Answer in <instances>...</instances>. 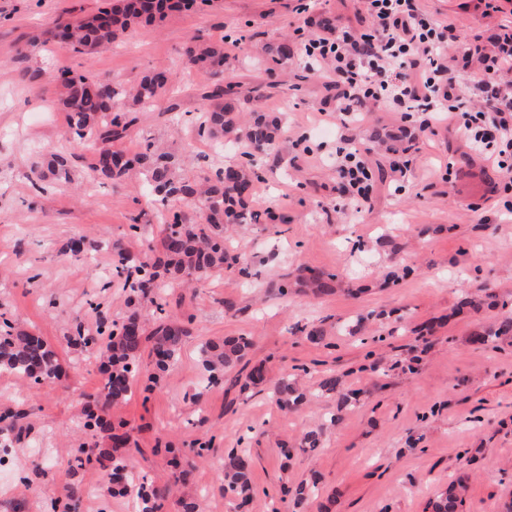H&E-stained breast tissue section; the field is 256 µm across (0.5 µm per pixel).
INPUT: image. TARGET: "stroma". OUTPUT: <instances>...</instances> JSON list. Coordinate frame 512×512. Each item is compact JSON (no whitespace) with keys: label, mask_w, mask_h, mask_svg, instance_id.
I'll return each instance as SVG.
<instances>
[{"label":"stroma","mask_w":512,"mask_h":512,"mask_svg":"<svg viewBox=\"0 0 512 512\" xmlns=\"http://www.w3.org/2000/svg\"><path fill=\"white\" fill-rule=\"evenodd\" d=\"M109 2L0 0V312L43 336L61 365L60 379L36 391L0 371V413L25 414L0 463V512H51V500L71 495L80 512H141L136 494L113 495L117 464L162 493L160 512H183L191 501L200 512H236L224 494V465L229 449L240 446L252 456L247 512H429V499L459 479L458 512H512V341H472L497 321L500 303L512 301L507 177L439 124L420 134L409 179L394 181L393 156L379 151L376 134L412 124L382 109L354 132L375 180L370 202L355 210L336 173V129L318 122L336 92L305 72L297 55L277 67V86L259 103L261 111L282 113L286 133L276 152L260 156L248 207L273 208L275 220L232 225L223 270L166 289V310L187 334L162 372L150 345L141 348L131 398L107 411L112 423H123L126 446L113 447L108 432H87L84 408L99 397L106 375L99 359L70 343L72 326L81 322L93 335L101 320L127 313L128 293L101 272L112 264L116 241L134 259L161 258L159 225L129 230L132 216L152 210L141 182L115 187L92 175L88 151L54 105L55 86L19 83L18 45L40 38L27 65L54 74L126 86L150 72L176 74L175 93L138 112L124 146L135 152L147 140L162 144L192 179L241 162L243 146L216 150L200 140V93L209 79L182 65L185 41L239 38L226 48L224 78L248 89L266 81L263 47L278 34L300 44L324 16L356 29L369 25L355 0H308L302 14L296 0H210L135 25L91 54L56 46L50 29L59 16H83ZM419 7L463 31L512 21L506 11L484 15L479 0H419ZM172 101L179 105L174 117L166 111ZM37 147L70 153L68 188L50 181L44 193L32 191L25 162ZM80 238L101 240L93 264L65 255ZM242 258L250 276L240 272ZM305 269L333 274L331 291L296 287L281 295L282 281ZM480 286L494 306L459 311ZM359 316L361 332L343 333ZM301 325L322 327L325 344L306 340ZM238 336L251 341L239 369L208 384L201 346ZM256 367L269 384L303 373V405L284 410L268 388L244 390ZM329 374L341 377L340 392L358 393L356 405L340 407V393L321 390ZM318 429L319 448L304 449V434ZM172 448L190 464L172 466ZM302 482L316 491L298 506L289 490Z\"/></svg>","instance_id":"1"}]
</instances>
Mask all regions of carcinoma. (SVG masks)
Wrapping results in <instances>:
<instances>
[{"instance_id": "cac0c4a2", "label": "carcinoma", "mask_w": 512, "mask_h": 512, "mask_svg": "<svg viewBox=\"0 0 512 512\" xmlns=\"http://www.w3.org/2000/svg\"><path fill=\"white\" fill-rule=\"evenodd\" d=\"M197 0H113L112 4L96 14L56 25L53 40L59 48L74 53L92 51L126 33L140 22H153L169 11L189 10ZM268 54L275 63L286 61L293 54L292 46L278 41L268 46ZM183 62L212 77L224 75V41L190 38L182 50ZM57 84V102L66 114L70 134L92 154L89 168L97 178L112 185L124 183L134 171L147 184L153 200L163 206L160 212L163 224L164 272L154 264L129 266V257L121 245L113 249L112 275L122 282V288L133 295H144L152 290L167 288L196 273L204 275L221 270L227 260L224 251V225L259 223L261 214L247 209L242 188L252 184L258 173L247 166H230L213 174L189 180L174 166L169 152L146 144L125 162L119 156L121 148L137 116L127 110V103L150 107L172 85L167 72L144 75L131 86L116 85L110 80L60 73L54 76ZM238 85L217 84L204 94L202 120L198 126L200 137L217 146L234 138L245 141L251 148L250 156L273 151L283 134L278 117L255 113L252 121L242 126L238 122ZM28 179L37 186L46 173L70 182L69 158L61 152L38 154L27 164ZM75 340L87 350L99 348L101 337H107L106 350L111 368L100 395V400L86 410L85 427L112 429L107 419L109 403L127 399L132 394L133 380L138 368L137 353L144 341L152 343L151 353L158 369L166 368L178 355L181 337L180 322L159 318L150 337L140 321L137 308H132L121 320L98 330V335H85L76 325ZM512 336V314L502 316L493 325L477 332L473 341L489 345L503 337ZM249 341L244 337L210 342L202 349L208 381L212 382L242 362ZM0 367L36 383L52 381L59 375L55 352L35 333L8 327L0 331ZM272 394L283 409L292 410L304 400L293 379L282 378L274 383ZM23 414H0V437L9 438ZM251 462L246 450L231 449L224 470V493L242 501L250 494ZM126 473V483H112V493L125 495L136 491L142 503V512H155L156 490L139 480L124 466L113 469L112 476ZM455 487L441 493L431 503L433 512H455Z\"/></svg>"}]
</instances>
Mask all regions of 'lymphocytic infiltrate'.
Wrapping results in <instances>:
<instances>
[{
    "label": "lymphocytic infiltrate",
    "instance_id": "f902f5d3",
    "mask_svg": "<svg viewBox=\"0 0 512 512\" xmlns=\"http://www.w3.org/2000/svg\"><path fill=\"white\" fill-rule=\"evenodd\" d=\"M368 31H312L303 41L308 69L323 70L336 104L326 122L348 128L385 107L416 119L419 131L447 123L488 161L512 171V23L461 37L425 13L418 0H361ZM336 170L351 205L370 200L369 162L356 147L336 150Z\"/></svg>",
    "mask_w": 512,
    "mask_h": 512
}]
</instances>
